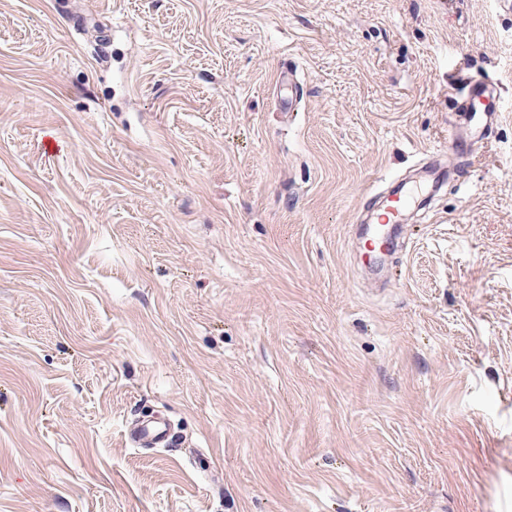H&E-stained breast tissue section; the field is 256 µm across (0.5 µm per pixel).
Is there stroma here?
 <instances>
[{
	"label": "stroma",
	"mask_w": 512,
	"mask_h": 512,
	"mask_svg": "<svg viewBox=\"0 0 512 512\" xmlns=\"http://www.w3.org/2000/svg\"><path fill=\"white\" fill-rule=\"evenodd\" d=\"M0 512H512V6L0 0ZM276 85L279 88L288 89V94L281 98V105L285 111L294 112L301 93L296 75L289 71H281L277 75ZM461 83L456 112H463L471 126L473 138L484 144L500 114V90L493 83L473 77L458 76ZM414 195V191H403L386 199L383 213L379 217L378 224L374 225L373 234L369 239V256L389 250L390 245L386 229L392 226V224L400 223L401 215L404 209L411 203ZM129 444L136 448H166L173 444L174 433L168 420L144 417L126 431Z\"/></svg>",
	"instance_id": "obj_1"
}]
</instances>
